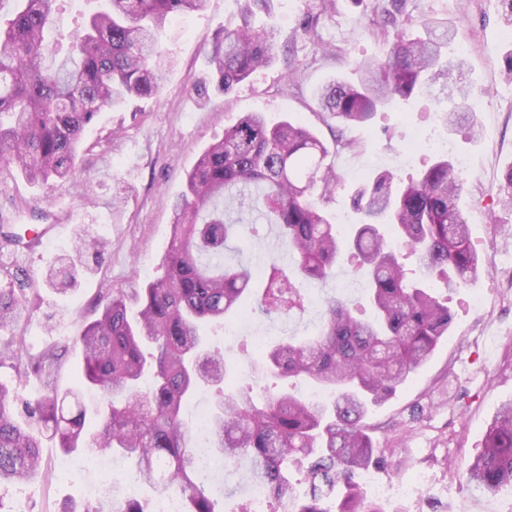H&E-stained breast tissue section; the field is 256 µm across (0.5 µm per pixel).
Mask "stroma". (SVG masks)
Segmentation results:
<instances>
[{
    "instance_id": "35a3bbf8",
    "label": "stroma",
    "mask_w": 512,
    "mask_h": 512,
    "mask_svg": "<svg viewBox=\"0 0 512 512\" xmlns=\"http://www.w3.org/2000/svg\"><path fill=\"white\" fill-rule=\"evenodd\" d=\"M374 0H336L322 13L319 0H272L270 12L256 13L255 28L278 45L272 62L225 94L216 93L206 67V52L216 36L241 23L243 0H208L205 11L175 18L164 31L163 49L175 60L159 94L132 97L116 109L102 110L85 129L79 172L64 186L31 185L14 167L0 163V221L39 234L34 249H0V289L21 270L40 280L58 255L69 252L74 235L89 225L108 243L104 262L80 273L74 289L60 293L42 285L32 314L19 328L0 331V341L23 333L31 353L50 345L67 346L60 388L78 387L81 356L72 346L101 312L106 291L133 293L160 276L159 262L171 236L170 200L179 195L185 175L225 127L246 112L278 121L292 118L325 141L336 130L323 122L318 91L345 79L357 81V60L383 57L389 41L372 25ZM407 29L421 16L447 22L456 38L468 42L466 58L472 89L482 91L483 111L475 113L478 137L443 125H429L427 113L439 110L433 95L410 103L393 102L371 125L343 133L354 148L329 156L340 182L329 208L356 223L351 196L389 170L409 176L418 165H404L403 141L423 130L444 138L474 167L463 177L461 207L470 241L482 262L477 280L448 295L452 323L434 354L365 419L374 447L385 460L382 481H412L428 475V486L403 503L402 512H512V498L469 488L463 478L482 447L485 430L501 406L512 401V208L498 204L496 189L505 165L512 163V79L503 72L512 59V16L502 0H407ZM316 20L317 37L304 33ZM313 303L304 314L269 318L253 314L238 321L241 338L303 337L322 322V303L331 296L352 302L363 298L366 283L348 266L335 267L323 282L300 281ZM212 344L223 347L234 376L263 387L269 377L256 359L241 355L236 341L215 331ZM43 458L50 481L0 486V512H56L66 502L90 508L105 498L82 492L94 474L95 453H64L47 447ZM207 490L224 512H235L250 490L242 470L223 472Z\"/></svg>"
}]
</instances>
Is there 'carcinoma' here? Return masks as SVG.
Masks as SVG:
<instances>
[{
    "label": "carcinoma",
    "mask_w": 512,
    "mask_h": 512,
    "mask_svg": "<svg viewBox=\"0 0 512 512\" xmlns=\"http://www.w3.org/2000/svg\"><path fill=\"white\" fill-rule=\"evenodd\" d=\"M60 2L0 0V162L20 168L33 185L59 186L75 174L82 135L103 108L159 92L172 65L160 47L163 28L207 4L98 0L63 44L49 41ZM266 2L246 0L243 26L224 31L207 51L219 91L229 92L274 58L268 34L249 25L252 7ZM405 4L374 6L372 24L394 30L387 54L358 61V82L336 80L318 93L322 120L336 122L334 146L300 122L271 125L251 112L201 153L171 204L162 275L135 292L134 314L125 292L108 294L100 317L74 341L83 356L82 385L97 396L92 406L76 389L59 390L62 347L33 355L21 339L0 342V367L33 376L44 388L41 399L28 402L0 382V485L49 478L40 453L48 438L68 453L101 449L134 461L151 497L176 496L181 512H217L195 464L196 428L183 418L185 401L208 386L209 447L225 470L248 460L250 482L264 486L271 512L288 503L290 512H385L366 500L359 481L383 462L364 419L448 334L447 301L425 281L451 290L481 271L448 158H436L406 182L389 171L378 174L353 197L363 223L346 238L328 210L339 182L326 163L331 148H352L343 128L371 122L389 99L408 100L439 82L450 89L449 99L459 96L440 120L477 135L469 91L451 89L464 64L445 53L451 29L425 20L422 34H407L399 28ZM259 224L278 228L303 279L323 281L346 262L368 277L370 288L369 308L330 298L316 335L258 349L263 373L288 386L266 391L257 403L253 385L229 378L224 352L208 348L203 330L246 314L243 299L256 275L264 285L261 314L287 317L310 303L275 261L254 269L241 248L224 261L229 242L258 235ZM106 249L92 229H80L44 284L61 278L75 285L78 265L97 264ZM409 257L416 268H406ZM30 291L26 279L0 289V329L21 320ZM465 480L482 491L512 486V402L488 425Z\"/></svg>",
    "instance_id": "carcinoma-1"
}]
</instances>
